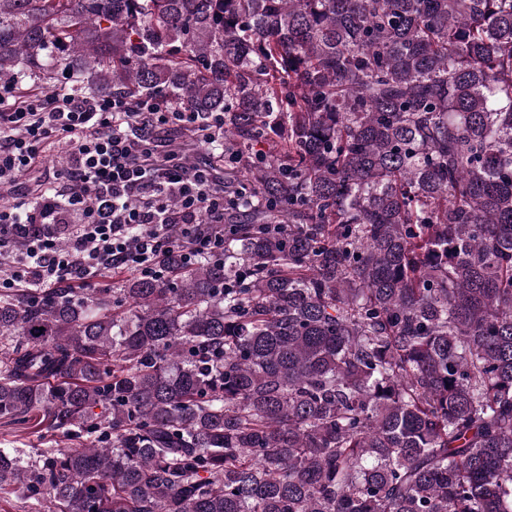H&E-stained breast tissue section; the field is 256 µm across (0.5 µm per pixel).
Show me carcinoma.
Here are the masks:
<instances>
[{
	"label": "carcinoma",
	"mask_w": 512,
	"mask_h": 512,
	"mask_svg": "<svg viewBox=\"0 0 512 512\" xmlns=\"http://www.w3.org/2000/svg\"><path fill=\"white\" fill-rule=\"evenodd\" d=\"M60 72L252 181L218 262L0 295V503L512 512V0H0V81ZM26 418H8L0 416V447L11 448L12 441L20 439V443L13 445L20 446L19 448H41L39 441V432L32 431L30 428L31 421Z\"/></svg>",
	"instance_id": "obj_1"
}]
</instances>
